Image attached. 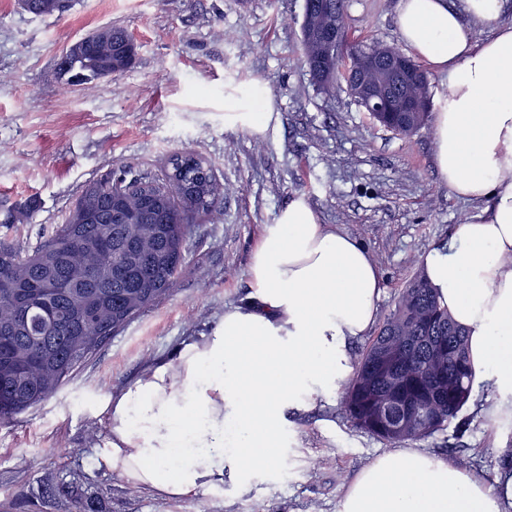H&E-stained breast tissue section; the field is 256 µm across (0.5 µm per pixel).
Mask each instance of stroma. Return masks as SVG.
Segmentation results:
<instances>
[{
	"mask_svg": "<svg viewBox=\"0 0 512 512\" xmlns=\"http://www.w3.org/2000/svg\"><path fill=\"white\" fill-rule=\"evenodd\" d=\"M397 0H347L346 26L364 46H400ZM303 0H73L63 17L36 16L0 0V211L35 202L0 242L33 250L63 223L84 189L113 165L158 176L186 150L205 159L224 189L211 221L193 225L188 260L168 295L112 335L38 407L0 422V512H66L41 490L80 484L97 512H338L347 483L388 442L347 419L341 403L289 411L288 465L247 491L168 499L96 460L107 431L100 402L173 360L184 340L208 333L225 308L246 303L262 225L297 196L322 223L355 237L381 275L379 317L421 275L433 245L481 204L461 200L437 174L432 126L402 136L378 126L344 85L324 91L300 60ZM134 37L135 64L114 79L74 86L58 75L62 53L109 25ZM272 105L280 120L258 141L224 127V104ZM474 383L462 430L415 440L442 456L465 448L468 471L495 486L512 461V417H488Z\"/></svg>",
	"mask_w": 512,
	"mask_h": 512,
	"instance_id": "stroma-1",
	"label": "stroma"
}]
</instances>
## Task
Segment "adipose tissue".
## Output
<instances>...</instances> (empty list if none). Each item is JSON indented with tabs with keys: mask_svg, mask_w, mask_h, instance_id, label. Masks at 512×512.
<instances>
[{
	"mask_svg": "<svg viewBox=\"0 0 512 512\" xmlns=\"http://www.w3.org/2000/svg\"><path fill=\"white\" fill-rule=\"evenodd\" d=\"M503 0H399L401 41L448 76L434 114L440 180L457 196L491 201L423 258L424 277L467 332L475 378L512 413V25ZM476 24L492 34L478 41ZM246 305L174 360L149 366L107 396V469L170 498L241 490L276 477L285 415L336 400L354 367L353 340L376 320L382 277L367 250L292 199L264 225L248 267ZM339 512H501L496 490L455 462L418 448L376 456L346 487Z\"/></svg>",
	"mask_w": 512,
	"mask_h": 512,
	"instance_id": "1",
	"label": "adipose tissue"
}]
</instances>
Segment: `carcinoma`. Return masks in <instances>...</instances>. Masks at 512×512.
<instances>
[{
  "instance_id": "obj_1",
  "label": "carcinoma",
  "mask_w": 512,
  "mask_h": 512,
  "mask_svg": "<svg viewBox=\"0 0 512 512\" xmlns=\"http://www.w3.org/2000/svg\"><path fill=\"white\" fill-rule=\"evenodd\" d=\"M38 16H61L71 0H24ZM137 46L118 26H103L72 43L59 65L74 85L112 78L130 69ZM381 127L410 136L428 122L375 113ZM171 172L158 180L115 171L88 184L65 222L29 253L0 245V421L12 419L54 394L117 329L166 296L187 259L194 224L219 213L224 192L209 164L189 151L169 157ZM404 336L399 396L417 414L412 431L397 435L377 410L387 381L364 379L371 351ZM341 404L356 428L389 443L443 432L467 404L474 384L466 330L418 277L398 295L394 309L359 352ZM68 512L90 507L74 482L46 490Z\"/></svg>"
}]
</instances>
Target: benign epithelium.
Wrapping results in <instances>:
<instances>
[{"label": "benign epithelium", "mask_w": 512, "mask_h": 512, "mask_svg": "<svg viewBox=\"0 0 512 512\" xmlns=\"http://www.w3.org/2000/svg\"><path fill=\"white\" fill-rule=\"evenodd\" d=\"M305 24L308 38L320 44L333 42L341 46L345 38V21L341 16L329 22L325 28H318V17L324 15L321 9L311 8L304 0ZM310 72L318 79L344 80L351 97L358 100L369 112H428L430 100L417 97L407 87L418 81L412 61L392 47L384 46L376 52L367 53L354 59L344 68L332 66L324 57L312 61ZM394 348H377L371 355L372 365L378 369H389L392 365Z\"/></svg>", "instance_id": "obj_1"}]
</instances>
